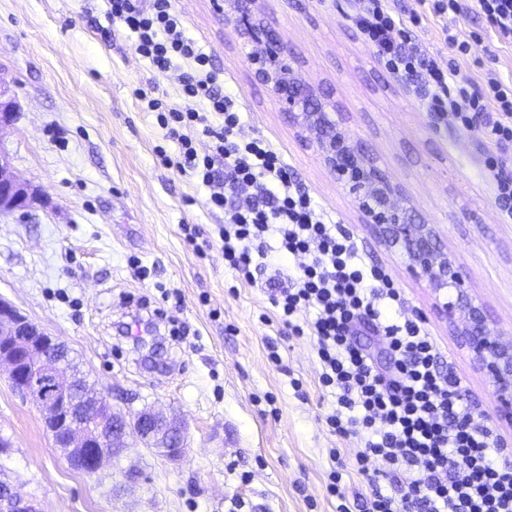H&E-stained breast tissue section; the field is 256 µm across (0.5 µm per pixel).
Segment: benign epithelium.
<instances>
[{"label": "benign epithelium", "mask_w": 512, "mask_h": 512, "mask_svg": "<svg viewBox=\"0 0 512 512\" xmlns=\"http://www.w3.org/2000/svg\"><path fill=\"white\" fill-rule=\"evenodd\" d=\"M237 9L225 19L248 35L254 77L269 90L280 108L293 118L300 136L315 147L321 164L356 194L362 223L388 250L404 260L408 271L425 279L435 291L455 290V299L438 313L473 354L496 395L497 416L512 423V340L493 336L490 316L474 299L455 255L432 224L416 223L402 188L377 158L347 136L336 119V108L318 95L312 83L298 78L288 62L281 35L253 13V0H235ZM0 86V131L16 120L17 103L4 99ZM40 191L12 172L9 155L0 148V216L28 212ZM66 346L0 299V372L24 400L37 407L51 438L61 430L60 446L87 475L125 447L130 432L162 449L171 461L183 460L188 446L181 421L154 407L131 414L115 410L107 392L76 386ZM0 512H43L38 501L18 485L0 477Z\"/></svg>", "instance_id": "obj_1"}]
</instances>
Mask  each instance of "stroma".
<instances>
[{
	"label": "stroma",
	"instance_id": "obj_1",
	"mask_svg": "<svg viewBox=\"0 0 512 512\" xmlns=\"http://www.w3.org/2000/svg\"><path fill=\"white\" fill-rule=\"evenodd\" d=\"M187 35L211 53L226 89L244 104L245 134H263L303 188L391 274L407 312L420 317L463 379L476 425L512 456V425L495 419L490 383L448 324L427 282L377 243L353 196L321 166L314 147L253 75L251 47L224 19L229 0H176ZM304 78L336 106L344 126L406 190L413 220L437 225L470 293L498 332L512 337V223L499 218L475 135L435 122L415 85L390 72L359 38L354 0H257ZM105 0H0V80L17 102L0 133L13 172L40 188L25 217L0 218V298L66 343L116 409L155 406L182 421L188 454L174 464L137 436L95 475L54 447L38 409L0 375V475L43 512H336L326 492L329 449L352 456L357 442L329 431L334 402L318 382L306 338L274 322L261 286L236 282L220 248L196 256L181 227L217 237L222 211L206 190L164 166L155 113L134 91L151 82L175 94L180 68L154 70L131 36L109 29ZM469 40L462 75L512 79V45L477 13L431 18L413 36L447 63L442 28ZM168 314L150 333L159 366L119 332L141 302ZM279 344L280 363L268 358Z\"/></svg>",
	"mask_w": 512,
	"mask_h": 512
}]
</instances>
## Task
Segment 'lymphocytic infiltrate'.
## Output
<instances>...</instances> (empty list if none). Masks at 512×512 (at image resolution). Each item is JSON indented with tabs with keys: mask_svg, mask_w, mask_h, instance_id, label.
Returning <instances> with one entry per match:
<instances>
[{
	"mask_svg": "<svg viewBox=\"0 0 512 512\" xmlns=\"http://www.w3.org/2000/svg\"><path fill=\"white\" fill-rule=\"evenodd\" d=\"M106 2L112 25L134 34L139 57L160 71L183 63L179 102L157 96L151 85L136 91L178 144L177 156L161 160L195 178L208 205L223 210L218 235L237 280L252 284L258 269L267 270L263 286L283 333L311 339L319 382L335 398L327 425L359 443L348 458L329 451L327 492L338 501L336 512H512V459L490 430L474 424L461 377L421 320L402 311L391 276L366 261L274 145L242 135L240 105L223 89L211 55L187 36L175 0ZM419 2L420 9L397 13L388 0H355L354 24L389 70L420 87L427 112L477 136L494 204L511 222L512 80L490 72L468 90L457 64L467 41L443 30L456 55L444 67L409 34L425 13L460 12V0ZM365 334L376 336L389 365L361 343ZM350 471L371 489L357 507L341 489Z\"/></svg>",
	"mask_w": 512,
	"mask_h": 512,
	"instance_id": "obj_1",
	"label": "lymphocytic infiltrate"
}]
</instances>
